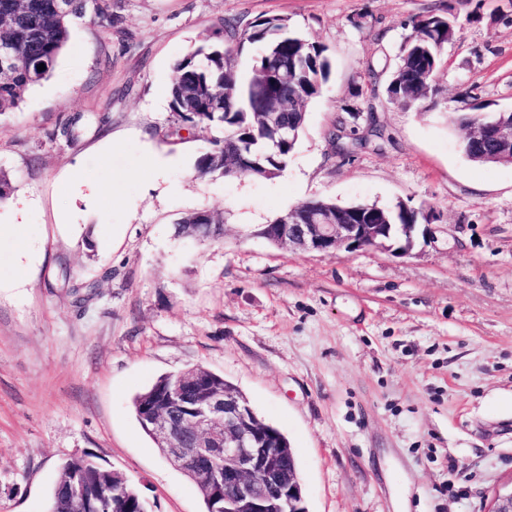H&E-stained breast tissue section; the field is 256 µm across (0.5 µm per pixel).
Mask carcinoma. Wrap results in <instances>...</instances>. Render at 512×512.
Returning a JSON list of instances; mask_svg holds the SVG:
<instances>
[{
	"label": "carcinoma",
	"instance_id": "obj_1",
	"mask_svg": "<svg viewBox=\"0 0 512 512\" xmlns=\"http://www.w3.org/2000/svg\"><path fill=\"white\" fill-rule=\"evenodd\" d=\"M91 14L112 21V0H68V9H57L56 0H0V41L10 45L12 68L0 75V114L17 108L27 90L50 75L66 47L70 22ZM455 35V23L443 14L421 15L400 46L399 61L387 79L386 99L404 108L421 105L437 93L436 80L443 53ZM257 45L250 75L241 81L237 61L245 47ZM45 65L42 71L37 66ZM331 64L326 47L293 32L279 16L224 20V40L202 45L176 61V77L169 90L174 134L192 135L198 129L219 131L194 163L200 177L250 176L271 179L288 166L298 140L273 147L271 132L260 113L277 108L288 97L306 103L322 94ZM336 152L348 156L384 140L383 128L373 125L372 137H352L344 123L329 131ZM203 226L206 239L224 236L223 219L197 210L183 216L175 235L190 237ZM178 379L163 375L133 399L135 417L149 432L144 414L158 407ZM50 512H149L142 493L123 485L117 472L99 464L91 454L72 457L60 468L50 500Z\"/></svg>",
	"mask_w": 512,
	"mask_h": 512
}]
</instances>
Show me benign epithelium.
Here are the masks:
<instances>
[{"instance_id": "benign-epithelium-1", "label": "benign epithelium", "mask_w": 512, "mask_h": 512, "mask_svg": "<svg viewBox=\"0 0 512 512\" xmlns=\"http://www.w3.org/2000/svg\"><path fill=\"white\" fill-rule=\"evenodd\" d=\"M465 154L512 164V117L486 112L469 128ZM418 224H339L317 213L303 224L295 211L262 231L266 239L300 251L348 252L379 249L407 255ZM255 414L240 396L213 389L207 399L186 409L180 420L170 412L148 410L150 429L171 463L201 488L225 503L224 512H300L301 485L296 467H287L268 448V433L252 424ZM486 512H512V489L492 495Z\"/></svg>"}]
</instances>
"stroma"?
Wrapping results in <instances>:
<instances>
[{"mask_svg": "<svg viewBox=\"0 0 512 512\" xmlns=\"http://www.w3.org/2000/svg\"><path fill=\"white\" fill-rule=\"evenodd\" d=\"M430 12L456 35L436 96L404 109L383 85ZM261 16L326 46L330 80L280 176L197 177L211 134L168 136L174 64L222 40L225 19ZM465 103L512 110V0H112L111 24L74 20L50 76L0 115V225L23 224L41 257L12 287L0 240V512H47L61 464L86 453L151 512H205L132 406L194 367L285 434L308 512H484L512 482V165L464 155ZM372 116L382 148L336 155L333 125L358 137ZM313 198L437 219L402 257L257 236ZM200 209L223 217V238H176Z\"/></svg>", "mask_w": 512, "mask_h": 512, "instance_id": "obj_1", "label": "stroma"}]
</instances>
